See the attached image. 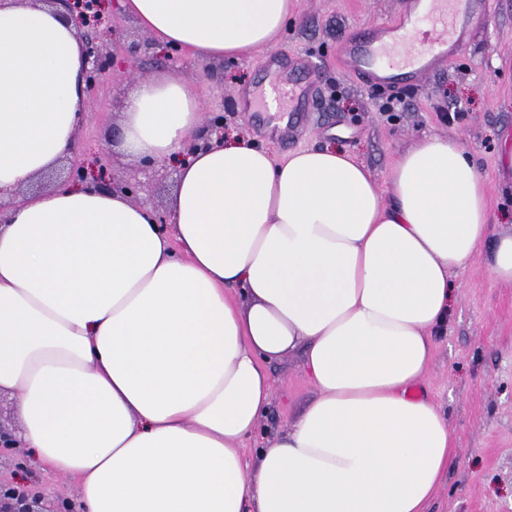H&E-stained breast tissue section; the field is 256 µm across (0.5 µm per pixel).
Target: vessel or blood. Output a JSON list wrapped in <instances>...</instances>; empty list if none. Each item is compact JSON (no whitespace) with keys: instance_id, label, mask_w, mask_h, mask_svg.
Masks as SVG:
<instances>
[{"instance_id":"1","label":"vessel or blood","mask_w":512,"mask_h":512,"mask_svg":"<svg viewBox=\"0 0 512 512\" xmlns=\"http://www.w3.org/2000/svg\"><path fill=\"white\" fill-rule=\"evenodd\" d=\"M488 11V0H408L402 13L361 27L338 50L342 70L370 89L420 91L424 76L459 57ZM301 54L280 65L271 56L258 65L260 79L239 95L245 111L263 112L275 99L287 122L279 134L294 137L309 105Z\"/></svg>"}]
</instances>
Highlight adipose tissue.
Wrapping results in <instances>:
<instances>
[{"instance_id":"1","label":"adipose tissue","mask_w":512,"mask_h":512,"mask_svg":"<svg viewBox=\"0 0 512 512\" xmlns=\"http://www.w3.org/2000/svg\"><path fill=\"white\" fill-rule=\"evenodd\" d=\"M292 4L122 2L200 63L270 46ZM83 68L74 25L0 0V191L72 153ZM202 119L179 79L125 102L120 151L179 164L173 234L126 194L64 184L0 225V393L28 464L76 479L77 512H425L455 437L412 390L489 235L482 174L440 136L384 186L336 148L184 156ZM295 351L317 395L245 460L268 365ZM17 394H2L0 396L1 425L11 430L15 435L21 429V421L16 413Z\"/></svg>"}]
</instances>
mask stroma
Instances as JSON below:
<instances>
[{
    "mask_svg": "<svg viewBox=\"0 0 512 512\" xmlns=\"http://www.w3.org/2000/svg\"><path fill=\"white\" fill-rule=\"evenodd\" d=\"M295 18L270 46L278 56L308 54L314 110L296 139L280 140L265 120H252L236 103L255 85L258 55L201 64L190 54L168 60L166 45L141 28L121 6L103 0L98 31L113 67L91 94L92 114L77 134L76 152L91 169L137 185L136 201L168 214L177 163L143 166L117 149L126 97L140 81L170 76L189 82L203 101L204 120L224 118L225 136L249 137L275 158L305 148L338 147L356 155L386 181L391 166L423 137L450 138L472 155L488 188L490 241L476 262L455 270L448 328L415 386L416 397L446 415L456 456L427 512H512V283L489 271L492 238L512 235V169L498 163L512 140V0H490L459 59L432 74L396 112L381 111V95L359 84L337 63V52L356 29L400 12L404 0H294ZM453 113L441 121L438 112ZM271 401L246 453L275 439L315 397L299 354L270 365Z\"/></svg>",
    "mask_w": 512,
    "mask_h": 512,
    "instance_id": "1",
    "label": "stroma"
}]
</instances>
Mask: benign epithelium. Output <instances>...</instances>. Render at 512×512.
<instances>
[{"label":"benign epithelium","mask_w":512,"mask_h":512,"mask_svg":"<svg viewBox=\"0 0 512 512\" xmlns=\"http://www.w3.org/2000/svg\"><path fill=\"white\" fill-rule=\"evenodd\" d=\"M51 7L66 21L71 22L80 31L82 53L85 60L84 80L87 89H92L109 72L112 57L107 52L104 41L92 30L100 17V0H40ZM92 179L97 188L135 194V187L113 181L112 174L104 167L93 172L79 164H71L67 181L82 184ZM0 512H62L60 503L46 505L37 492L24 482L0 481Z\"/></svg>","instance_id":"obj_1"}]
</instances>
